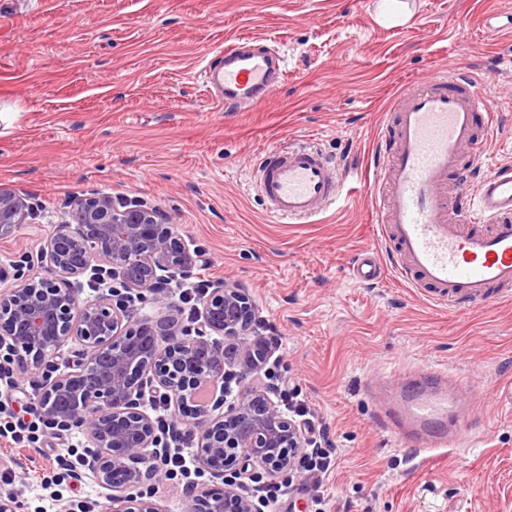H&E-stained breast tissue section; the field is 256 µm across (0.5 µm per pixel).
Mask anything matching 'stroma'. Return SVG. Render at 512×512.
<instances>
[{"label": "stroma", "mask_w": 512, "mask_h": 512, "mask_svg": "<svg viewBox=\"0 0 512 512\" xmlns=\"http://www.w3.org/2000/svg\"><path fill=\"white\" fill-rule=\"evenodd\" d=\"M487 13L511 21L512 0H0V187L27 212L0 238V284L56 278L39 253L77 198L159 209L198 253L187 280L208 268L243 289L277 338L279 375L337 451L324 512H512V302L460 313L402 285L365 189L276 223L252 177L264 151L312 147L374 181L388 99L460 66L499 116L477 125L474 177L511 161L512 34L487 35ZM243 37L275 41L285 77L248 110L214 111L199 72ZM368 252L382 275L366 285L353 266ZM411 365L450 368L476 396L461 446L425 463L365 391ZM86 442L47 426L32 445L0 441V495L17 512H105L98 485L55 466Z\"/></svg>", "instance_id": "stroma-1"}]
</instances>
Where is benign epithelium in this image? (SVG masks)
I'll use <instances>...</instances> for the list:
<instances>
[{
	"label": "benign epithelium",
	"instance_id": "obj_1",
	"mask_svg": "<svg viewBox=\"0 0 512 512\" xmlns=\"http://www.w3.org/2000/svg\"><path fill=\"white\" fill-rule=\"evenodd\" d=\"M76 214L77 224L61 225L41 250L64 284L29 278L0 290V348L10 352L19 377L41 378L39 413L60 431L87 436L82 475L110 491V512H159L147 491L164 477L151 464L159 438L135 402L146 375L164 390L173 417L197 432L201 468L222 480L186 501L185 512H258L237 492L234 477L250 463L274 476L294 473L303 428L249 381L259 378L252 366L240 375L235 396L202 400L203 390L227 386L224 345L202 331L182 333L177 304L159 287L161 278L181 277L191 264L169 219L118 206L107 194L79 199ZM24 221L22 200L0 188V237ZM89 270L152 294L167 315L133 323L120 302L80 299L74 280ZM202 316L211 331L251 349L252 303L243 290L213 289ZM72 340L83 346L82 357L71 371L52 374L49 359Z\"/></svg>",
	"mask_w": 512,
	"mask_h": 512
}]
</instances>
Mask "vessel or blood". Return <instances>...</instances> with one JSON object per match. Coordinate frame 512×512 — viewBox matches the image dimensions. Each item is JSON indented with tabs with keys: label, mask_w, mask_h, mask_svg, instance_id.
I'll return each mask as SVG.
<instances>
[{
	"label": "vessel or blood",
	"mask_w": 512,
	"mask_h": 512,
	"mask_svg": "<svg viewBox=\"0 0 512 512\" xmlns=\"http://www.w3.org/2000/svg\"><path fill=\"white\" fill-rule=\"evenodd\" d=\"M201 71L217 107L244 110L268 96L285 70L272 41L244 38L216 50ZM392 131L381 174L369 197L379 215L380 238L395 243L394 271L411 287H429L430 302L464 312L491 296L512 295V165L472 182L464 152L478 143L476 117L497 116L473 73L464 67L431 74L390 105ZM273 220L310 219L335 203L343 179L318 150H267L253 179ZM380 411L424 457L458 445V421L449 405H464L471 391L443 374L437 386L371 385Z\"/></svg>",
	"instance_id": "b4317fda"
}]
</instances>
